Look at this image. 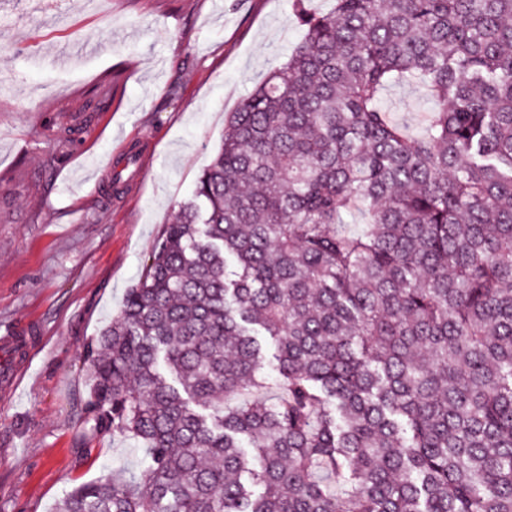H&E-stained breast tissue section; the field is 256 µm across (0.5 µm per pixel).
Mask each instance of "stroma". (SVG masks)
Wrapping results in <instances>:
<instances>
[{
	"mask_svg": "<svg viewBox=\"0 0 512 512\" xmlns=\"http://www.w3.org/2000/svg\"><path fill=\"white\" fill-rule=\"evenodd\" d=\"M0 0V338L32 368L0 389V512H53L75 487L138 468L140 446L84 428L87 345L120 311L190 197L225 120L304 35L291 0ZM382 99L410 133L424 87ZM137 160L115 190L113 165Z\"/></svg>",
	"mask_w": 512,
	"mask_h": 512,
	"instance_id": "stroma-1",
	"label": "stroma"
}]
</instances>
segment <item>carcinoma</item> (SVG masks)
<instances>
[{"label":"carcinoma","instance_id":"carcinoma-1","mask_svg":"<svg viewBox=\"0 0 512 512\" xmlns=\"http://www.w3.org/2000/svg\"><path fill=\"white\" fill-rule=\"evenodd\" d=\"M291 6L88 346L90 429L147 463L57 512H512V0ZM406 81L440 105L416 136ZM382 99L391 118L412 134L419 132L428 112L436 105L418 83H395L382 91Z\"/></svg>","mask_w":512,"mask_h":512}]
</instances>
